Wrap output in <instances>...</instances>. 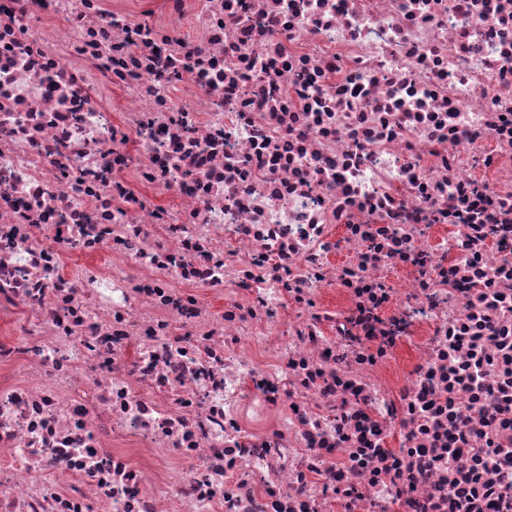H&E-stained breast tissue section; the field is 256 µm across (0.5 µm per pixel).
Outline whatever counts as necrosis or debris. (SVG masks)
Wrapping results in <instances>:
<instances>
[{"mask_svg":"<svg viewBox=\"0 0 512 512\" xmlns=\"http://www.w3.org/2000/svg\"><path fill=\"white\" fill-rule=\"evenodd\" d=\"M0 512H512V0H0Z\"/></svg>","mask_w":512,"mask_h":512,"instance_id":"necrosis-or-debris-1","label":"necrosis or debris"}]
</instances>
